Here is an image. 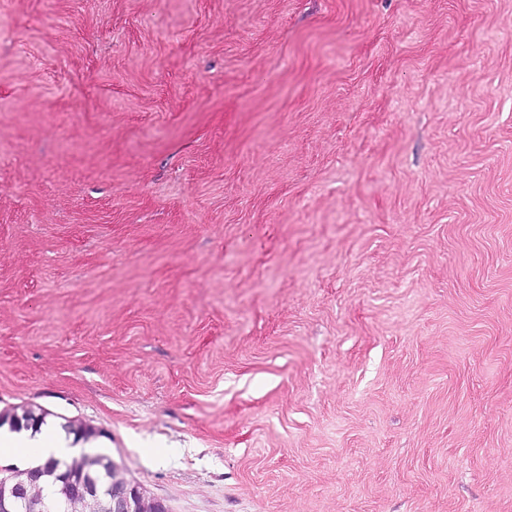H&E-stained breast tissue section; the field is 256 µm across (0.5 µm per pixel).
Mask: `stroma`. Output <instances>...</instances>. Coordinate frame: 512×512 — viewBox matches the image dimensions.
<instances>
[{"mask_svg":"<svg viewBox=\"0 0 512 512\" xmlns=\"http://www.w3.org/2000/svg\"><path fill=\"white\" fill-rule=\"evenodd\" d=\"M170 512H512V0H0V410Z\"/></svg>","mask_w":512,"mask_h":512,"instance_id":"obj_1","label":"stroma"}]
</instances>
